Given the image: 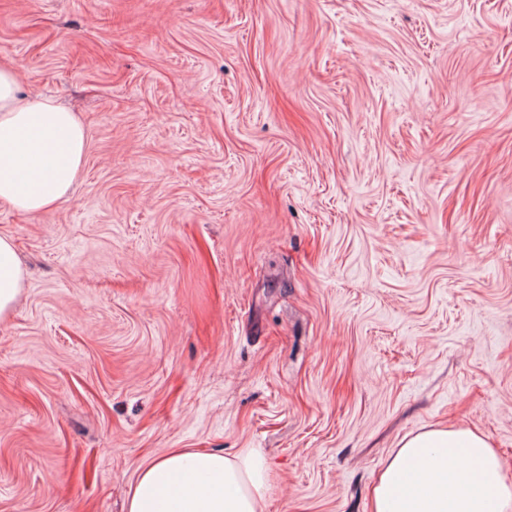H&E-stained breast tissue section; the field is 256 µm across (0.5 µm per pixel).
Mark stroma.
I'll list each match as a JSON object with an SVG mask.
<instances>
[{
	"mask_svg": "<svg viewBox=\"0 0 512 512\" xmlns=\"http://www.w3.org/2000/svg\"><path fill=\"white\" fill-rule=\"evenodd\" d=\"M0 62L88 134L0 204V512H123L173 448L371 512L432 427L512 473V0H0ZM24 286V269L12 239L0 234V319H5Z\"/></svg>",
	"mask_w": 512,
	"mask_h": 512,
	"instance_id": "stroma-1",
	"label": "stroma"
}]
</instances>
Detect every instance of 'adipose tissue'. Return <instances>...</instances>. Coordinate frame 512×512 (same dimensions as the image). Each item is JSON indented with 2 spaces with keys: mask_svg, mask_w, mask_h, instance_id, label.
Segmentation results:
<instances>
[{
  "mask_svg": "<svg viewBox=\"0 0 512 512\" xmlns=\"http://www.w3.org/2000/svg\"><path fill=\"white\" fill-rule=\"evenodd\" d=\"M87 151L76 113L23 93L17 69L0 64V204L51 208L80 177ZM24 286L12 239L0 234V319ZM268 465L256 449L237 454L178 448L146 465L127 512H264ZM372 512H512V476L487 438L468 428H431L403 441L379 471Z\"/></svg>",
  "mask_w": 512,
  "mask_h": 512,
  "instance_id": "obj_1",
  "label": "adipose tissue"
}]
</instances>
